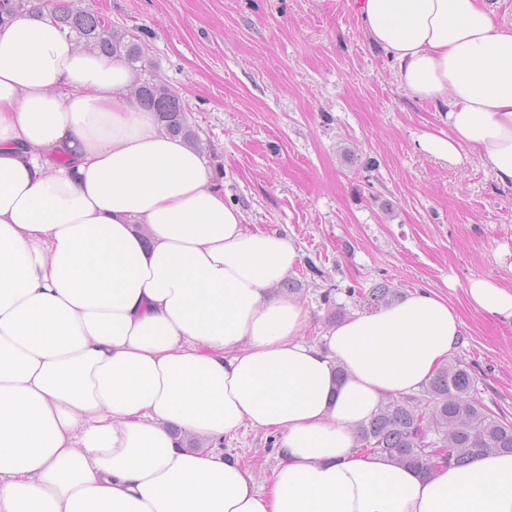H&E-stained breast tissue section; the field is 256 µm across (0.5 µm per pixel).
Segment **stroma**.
<instances>
[{
    "label": "stroma",
    "mask_w": 512,
    "mask_h": 512,
    "mask_svg": "<svg viewBox=\"0 0 512 512\" xmlns=\"http://www.w3.org/2000/svg\"><path fill=\"white\" fill-rule=\"evenodd\" d=\"M146 49L140 78L174 87L220 167L226 202L249 228L285 235L291 273L322 342L334 309L359 312L350 285L430 289L464 321L456 357L478 397L512 420V324L473 310L467 281L512 289V188L476 161L448 166L417 146L431 106L408 98L366 37L357 0H86ZM224 449L270 477L272 432Z\"/></svg>",
    "instance_id": "1"
}]
</instances>
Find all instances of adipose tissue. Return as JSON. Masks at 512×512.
<instances>
[{
    "label": "adipose tissue",
    "instance_id": "adipose-tissue-1",
    "mask_svg": "<svg viewBox=\"0 0 512 512\" xmlns=\"http://www.w3.org/2000/svg\"><path fill=\"white\" fill-rule=\"evenodd\" d=\"M418 146L512 187V24L485 0H360ZM139 76L50 16L0 30V512H512V453L424 474L354 430L419 389L464 322L426 290L302 339L300 261L244 224L203 155L130 101ZM512 323V290L469 279ZM345 378H338L337 368ZM278 438L267 485L224 451Z\"/></svg>",
    "mask_w": 512,
    "mask_h": 512
}]
</instances>
